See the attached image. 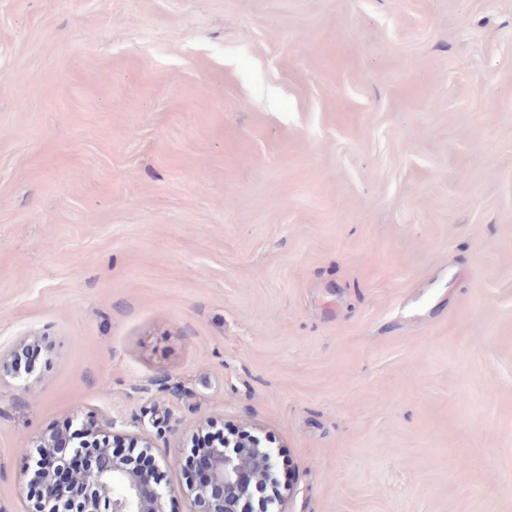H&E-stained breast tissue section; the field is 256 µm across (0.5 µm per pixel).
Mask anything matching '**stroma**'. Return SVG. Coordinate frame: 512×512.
<instances>
[{
	"mask_svg": "<svg viewBox=\"0 0 512 512\" xmlns=\"http://www.w3.org/2000/svg\"><path fill=\"white\" fill-rule=\"evenodd\" d=\"M0 355V512L71 423L166 512L216 429L287 512H512V0H0Z\"/></svg>",
	"mask_w": 512,
	"mask_h": 512,
	"instance_id": "35a3bbf8",
	"label": "stroma"
}]
</instances>
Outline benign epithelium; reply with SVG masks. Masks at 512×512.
Returning a JSON list of instances; mask_svg holds the SVG:
<instances>
[{
	"label": "benign epithelium",
	"mask_w": 512,
	"mask_h": 512,
	"mask_svg": "<svg viewBox=\"0 0 512 512\" xmlns=\"http://www.w3.org/2000/svg\"><path fill=\"white\" fill-rule=\"evenodd\" d=\"M84 427L54 432L34 448L27 471L40 484L38 512H164L166 493L149 489L145 474L128 461L113 457L110 448H87ZM200 474L189 485L190 509L201 512H237L256 485L270 490L263 512H285L291 485L272 478L276 451L253 434H229L220 442H201L192 448ZM87 458L86 470L66 497L59 493L60 477L71 461Z\"/></svg>",
	"instance_id": "7a95c632"
}]
</instances>
